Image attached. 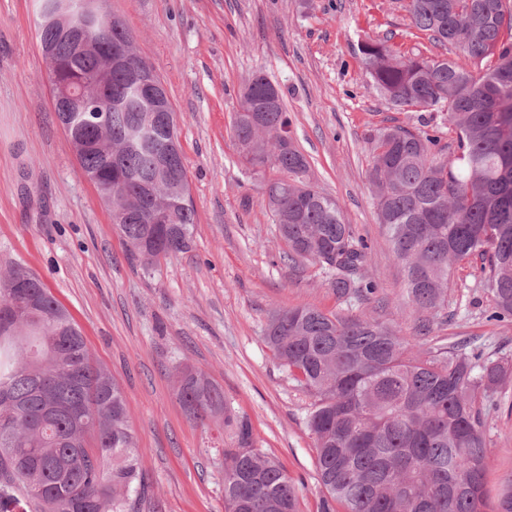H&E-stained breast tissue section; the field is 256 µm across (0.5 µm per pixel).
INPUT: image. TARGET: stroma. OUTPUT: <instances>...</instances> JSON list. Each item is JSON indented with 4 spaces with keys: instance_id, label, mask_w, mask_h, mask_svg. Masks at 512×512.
<instances>
[{
    "instance_id": "35a3bbf8",
    "label": "stroma",
    "mask_w": 512,
    "mask_h": 512,
    "mask_svg": "<svg viewBox=\"0 0 512 512\" xmlns=\"http://www.w3.org/2000/svg\"><path fill=\"white\" fill-rule=\"evenodd\" d=\"M402 0H106L153 66L178 118L197 222L189 249L143 270L113 228L51 105L35 37L34 0H0V276L35 273L81 329L96 364L121 387L145 478L136 512H224L223 417L193 421L177 396L180 369L224 390L257 445L295 483L300 512H319L312 399L264 340L270 312L316 307L365 314L413 335L407 297L373 205L369 130L427 125L447 148L441 111L407 112L376 90L359 47L372 37L403 52L447 57L413 28ZM281 91L311 177L369 246L377 290L342 303L317 268L283 261L263 185L245 170L231 117L255 73ZM480 260L454 266L440 337L479 336L512 358V320H491ZM486 502L512 477V394L484 417Z\"/></svg>"
}]
</instances>
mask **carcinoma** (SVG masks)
<instances>
[{"label": "carcinoma", "instance_id": "1", "mask_svg": "<svg viewBox=\"0 0 512 512\" xmlns=\"http://www.w3.org/2000/svg\"><path fill=\"white\" fill-rule=\"evenodd\" d=\"M39 42H56L48 72L95 81L99 61L82 55L43 24L49 0H37ZM412 25L452 58L396 52L381 40L360 48L385 100L399 110H441L457 133L444 154L425 130L392 126L365 138L367 178L393 254L405 269L419 312L415 344L394 325L366 315L314 307L272 313L265 339L297 386L314 397L307 427L314 437L322 512H483L488 441L483 414L506 398L512 361L477 336H431L454 265L482 260V287L499 321L512 318V0H404ZM271 82L254 75L233 116L243 163L263 180L266 206L284 258L319 268L345 301L376 291L366 279L367 246L336 199L311 181L310 162L290 132L284 101L265 108ZM131 72L114 71L108 92L76 119L75 138L95 139L106 120L112 144L136 137L148 113L131 92ZM163 137L128 148L120 166L98 147L76 154L100 200L122 210L115 228L151 265L184 252L196 212L171 204L156 224L142 198L158 182ZM40 306H13V286ZM177 397L193 419L224 412V391L203 373L179 372ZM235 450L224 458V512H298L295 484L256 447L245 417L224 416ZM126 400L92 362L84 336L42 281L21 265L0 279V512H135L144 491Z\"/></svg>", "mask_w": 512, "mask_h": 512}]
</instances>
